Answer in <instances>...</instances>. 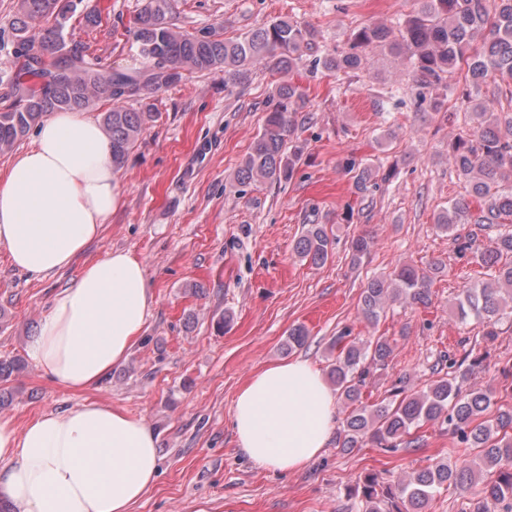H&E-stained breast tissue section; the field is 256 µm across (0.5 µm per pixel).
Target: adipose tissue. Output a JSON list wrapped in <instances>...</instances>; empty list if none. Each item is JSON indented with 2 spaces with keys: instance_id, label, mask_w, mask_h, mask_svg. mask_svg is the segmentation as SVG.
Returning a JSON list of instances; mask_svg holds the SVG:
<instances>
[{
  "instance_id": "adipose-tissue-1",
  "label": "adipose tissue",
  "mask_w": 512,
  "mask_h": 512,
  "mask_svg": "<svg viewBox=\"0 0 512 512\" xmlns=\"http://www.w3.org/2000/svg\"><path fill=\"white\" fill-rule=\"evenodd\" d=\"M121 195L100 124L81 112L53 113L0 175V245L14 268L51 276L100 235ZM153 305L143 264L108 252L55 294L28 356L66 389H91L129 356ZM232 423L257 467L300 470L326 448L336 398L308 361L271 363L239 389ZM158 472L153 428L110 404L83 401L21 427L0 417V495L18 512H134Z\"/></svg>"
}]
</instances>
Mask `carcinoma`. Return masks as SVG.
<instances>
[{"instance_id": "1", "label": "carcinoma", "mask_w": 512, "mask_h": 512, "mask_svg": "<svg viewBox=\"0 0 512 512\" xmlns=\"http://www.w3.org/2000/svg\"><path fill=\"white\" fill-rule=\"evenodd\" d=\"M418 9L404 21L401 39L391 40L383 25L365 26L352 34L354 46L385 44L410 60L415 75L428 90L434 108L442 106L438 90L458 62L467 59L468 77L475 85L488 79L512 78V0H415ZM72 0H19L12 21L19 68L12 80L13 103L0 112V154L11 152L18 141L52 112L85 111L100 102L112 104L102 113V126L112 145V163L121 169L127 154L158 113L154 97L182 81L184 72L224 71V85L245 81L250 66L266 61L280 75L278 99L267 112L251 150L242 159L236 179L246 186L255 182L288 179L299 151L287 152L297 128L303 93L288 81L303 59L314 31L288 18L226 40L210 32L178 30L168 20L170 0H144L134 20L133 40L142 67L105 71L77 44H67L63 32L73 13ZM52 18L54 23L38 34L31 22ZM318 64L329 71H355L366 65L361 53L326 57ZM125 98L136 109L121 105ZM472 132L452 145L449 163L470 183L469 197L456 200L441 212L435 224L448 232L457 224L490 227L512 223V112H499L492 99L474 102ZM375 171L364 166L353 176L355 191L369 190ZM334 241L324 225L311 224L296 243V252L314 265L326 263ZM512 255V232L501 233L482 258L494 267L489 282H474L459 294L458 318L473 317L483 323L482 340L499 336L498 324L512 311V262L498 265L502 255ZM440 273L436 264L427 269L403 264L388 278H373L363 288L359 310L367 322L378 321L390 301L404 300L427 306L431 287ZM336 357L328 376L338 398L348 410L336 432V446L358 448L371 443L389 452L421 447L419 430L437 424L459 448H476L480 463L439 459L404 481L388 482L377 472H366L347 487V497L358 500L360 512H426L443 489H482L468 503L469 512H512V407L498 404V390L467 389V376L485 355L469 350L448 358L446 370L426 389L410 391L404 385L389 397L368 405L362 387L370 365L383 366L391 345L383 336L356 340L350 330L331 343Z\"/></svg>"}]
</instances>
